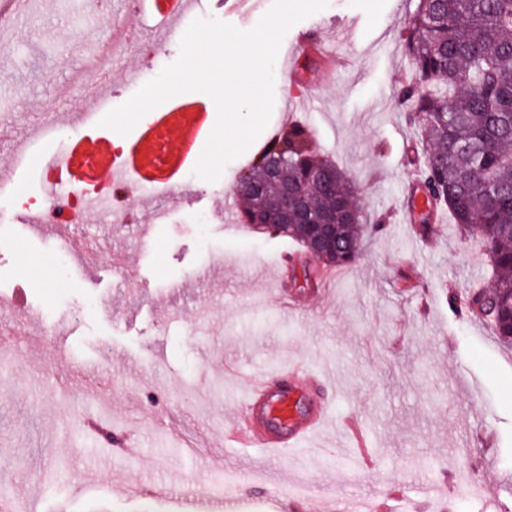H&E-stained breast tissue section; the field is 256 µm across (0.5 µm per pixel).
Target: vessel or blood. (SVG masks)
Here are the masks:
<instances>
[{"label":"vessel or blood","instance_id":"b4317fda","mask_svg":"<svg viewBox=\"0 0 512 512\" xmlns=\"http://www.w3.org/2000/svg\"><path fill=\"white\" fill-rule=\"evenodd\" d=\"M201 4L202 0H146V9L161 22V37L168 38L174 35L178 22ZM109 106L108 98H97L94 111L86 113L81 124L84 146L76 148L71 141H64L48 154L45 163L60 169L73 188L87 194L93 206L120 215L124 207L112 194L115 187L135 178L147 192L179 188L180 173L185 166L195 163L194 146L206 131L195 121L193 113L181 111L180 107L153 113L151 120L131 138L126 154L103 166L98 159L104 149L111 147L113 133L100 126L99 114ZM281 376L278 382L267 378L251 382L232 438L269 451L287 450L302 445L326 421L325 406L316 402L318 391L327 384L324 376L316 375L301 383L293 367L283 370ZM301 399L312 404L313 413L300 420L294 416V407ZM268 421L280 423L284 433H257L256 425Z\"/></svg>","mask_w":512,"mask_h":512}]
</instances>
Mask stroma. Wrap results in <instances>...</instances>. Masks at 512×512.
Here are the masks:
<instances>
[{"mask_svg": "<svg viewBox=\"0 0 512 512\" xmlns=\"http://www.w3.org/2000/svg\"><path fill=\"white\" fill-rule=\"evenodd\" d=\"M416 5L328 0L280 47L309 30L334 56L302 57L298 84L277 62L270 126H304L352 174L368 218L384 219L327 287L305 278L318 262L296 242L225 223V208L242 207L234 190L248 154L214 182L184 171L185 197L145 205L133 194L129 223L94 212L46 228L0 199V466L15 491L36 490L41 512H224L199 490L244 471L255 484L233 512H291L299 487L320 512L358 498L380 512H512V348L449 302L483 280L479 249L445 213L421 238L405 203L422 151L398 102ZM152 25L103 14L96 0H31L12 21L0 46V158L25 148V166L8 174L27 197H40L42 155L71 137H32L36 101L55 97L69 113L75 77L110 30ZM180 42L119 56L115 71L133 81L113 84L112 106L175 62ZM69 240L88 253L44 281L17 257L24 242L35 261L57 258ZM289 366L328 376L323 428L277 453L226 441L250 382ZM102 427L114 429L111 445ZM461 475L473 490L456 491Z\"/></svg>", "mask_w": 512, "mask_h": 512, "instance_id": "35a3bbf8", "label": "stroma"}]
</instances>
